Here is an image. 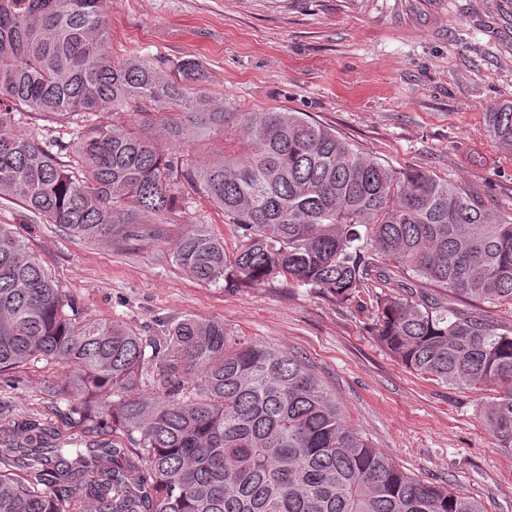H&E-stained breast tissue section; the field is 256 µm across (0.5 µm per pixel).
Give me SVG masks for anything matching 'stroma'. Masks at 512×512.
<instances>
[{"label": "stroma", "instance_id": "35a3bbf8", "mask_svg": "<svg viewBox=\"0 0 512 512\" xmlns=\"http://www.w3.org/2000/svg\"><path fill=\"white\" fill-rule=\"evenodd\" d=\"M114 57L196 60L206 88L238 112H303L394 169L419 168L512 215V155L484 134L486 112L512 103V0H112ZM19 130L71 141L110 111L62 124L18 114ZM237 135L184 147L189 163L236 154ZM165 241L100 243L0 200L12 225L81 315L125 321L147 336L183 316L222 322L228 336L294 353L336 395L349 425L421 482L512 512V453L498 448L484 410L494 392L421 376L375 336L368 293L346 305L294 282L216 288L177 268L170 247L201 228L233 251L222 212L177 189ZM69 372L43 360L0 375V422L41 418L61 442L85 440L56 390Z\"/></svg>", "mask_w": 512, "mask_h": 512}]
</instances>
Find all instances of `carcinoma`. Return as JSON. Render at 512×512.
Wrapping results in <instances>:
<instances>
[{"label":"carcinoma","instance_id":"1","mask_svg":"<svg viewBox=\"0 0 512 512\" xmlns=\"http://www.w3.org/2000/svg\"><path fill=\"white\" fill-rule=\"evenodd\" d=\"M106 4L0 0V199L79 239L158 241L186 184L237 236L229 253L184 233L171 257L186 275L225 288L281 277L339 304L377 284L378 341L421 375L501 388L485 419L511 453L512 330L448 294L512 308V215L426 170L396 171L302 112H233L195 61L169 73L113 58ZM24 109L62 124L107 109L149 119L87 125L64 142L18 131ZM234 123L249 138L240 155L189 166L163 148ZM485 132L512 153V104L486 113ZM408 276L436 290L396 297ZM66 306L0 224V374L36 359L70 368L57 392L71 415L130 444L66 449L40 419L0 423V512H483L353 432L290 352L236 343L194 316L144 336Z\"/></svg>","mask_w":512,"mask_h":512}]
</instances>
